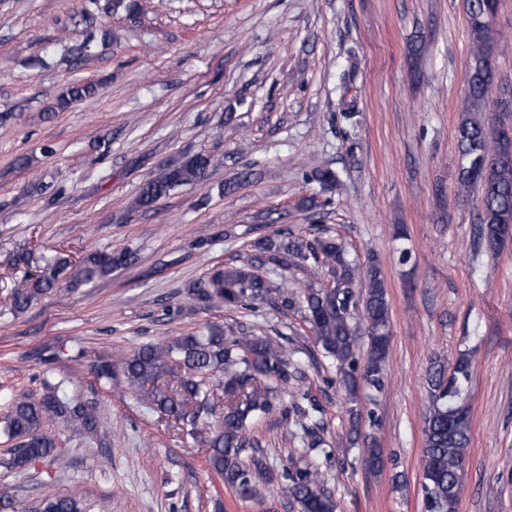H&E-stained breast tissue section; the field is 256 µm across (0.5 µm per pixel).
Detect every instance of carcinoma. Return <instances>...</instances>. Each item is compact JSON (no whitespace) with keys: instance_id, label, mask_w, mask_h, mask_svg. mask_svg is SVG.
<instances>
[{"instance_id":"cac0c4a2","label":"carcinoma","mask_w":512,"mask_h":512,"mask_svg":"<svg viewBox=\"0 0 512 512\" xmlns=\"http://www.w3.org/2000/svg\"><path fill=\"white\" fill-rule=\"evenodd\" d=\"M498 0H465L470 57L465 105L457 124L458 189L478 191L480 221L485 249L497 253L504 245L506 225H512V81L499 87L489 101L488 76L496 70V53L502 36L487 19L495 16ZM95 93L91 83H72L57 106ZM214 158L197 154L178 166H170L148 180L140 189L135 205L150 209L179 186L202 184ZM259 256L241 265L213 270L206 280L191 288L202 300L245 308L255 301L268 302L288 312L299 310L311 325L316 343L336 363L344 384L354 390L358 383L375 389L384 385L383 371L391 342L390 305L380 268L372 263L366 272L345 258L344 250L330 237L308 240L291 232L276 233L255 244ZM128 260V254L95 250L73 266L56 258L49 272L33 276L27 288L14 294L17 310L51 291L67 276L90 283L112 273ZM272 270H303L311 277L324 265L335 275L336 287L309 284L299 294L290 293L273 277L256 273L259 266ZM365 278L364 295L354 291L358 277ZM361 310L368 327V353L364 362L356 357L358 338L352 327V313ZM98 379L124 384L141 402L155 407L178 422L193 423L202 414H219V425L206 440L207 462L224 484L239 497L252 499L266 482L268 468L260 444L247 440L248 422L271 412L281 385L304 377L300 363L269 336L243 332L224 335V327L211 324L204 330L181 335L170 341L147 344L115 360L103 359L95 366ZM469 360L459 358L454 374L446 376L445 366L436 361L429 370L431 405L424 420V448L420 490L424 512H456L459 482L470 442V416L462 403V383L469 380ZM224 393L221 411L210 404ZM300 426V444L305 452L324 444L321 411L298 402L291 408ZM57 422L84 435L97 432L96 408L68 393L63 383L47 388L42 395L14 397L0 420V431L16 441L4 467L24 471L39 459L59 452L58 435L45 427ZM287 492L300 512H337L332 492L321 485L317 469L296 462L285 469ZM93 506L77 494L44 496L32 512H92Z\"/></svg>"}]
</instances>
